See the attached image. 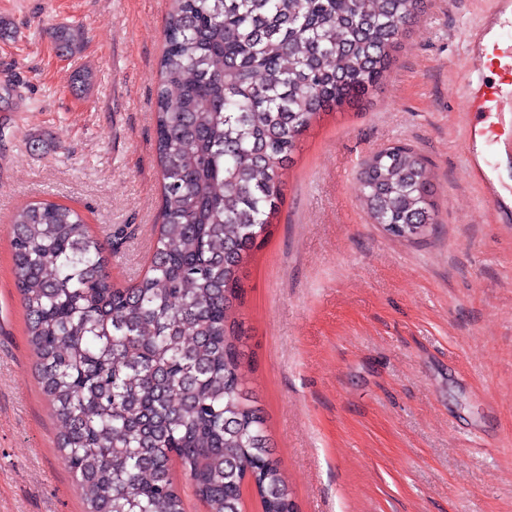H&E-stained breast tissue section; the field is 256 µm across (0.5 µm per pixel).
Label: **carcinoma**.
<instances>
[{
	"instance_id": "cac0c4a2",
	"label": "carcinoma",
	"mask_w": 512,
	"mask_h": 512,
	"mask_svg": "<svg viewBox=\"0 0 512 512\" xmlns=\"http://www.w3.org/2000/svg\"><path fill=\"white\" fill-rule=\"evenodd\" d=\"M424 0H169L154 113L162 221L149 274L118 288L74 209L13 215L15 278L58 446L85 512H184L178 463L208 512H296L236 317L243 268L283 200L282 172L321 114L372 102ZM77 29L55 32L78 48ZM372 223L434 229L427 162L408 145L362 162Z\"/></svg>"
}]
</instances>
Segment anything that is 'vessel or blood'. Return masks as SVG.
I'll return each mask as SVG.
<instances>
[{"label": "vessel or blood", "mask_w": 512, "mask_h": 512, "mask_svg": "<svg viewBox=\"0 0 512 512\" xmlns=\"http://www.w3.org/2000/svg\"><path fill=\"white\" fill-rule=\"evenodd\" d=\"M468 42L476 68L496 69L498 80L492 84L481 78L468 80L469 110L478 120L468 126L465 143L470 148L511 145L512 132L491 123L490 118L512 98V0H494L492 12L482 26L469 33Z\"/></svg>", "instance_id": "1"}]
</instances>
